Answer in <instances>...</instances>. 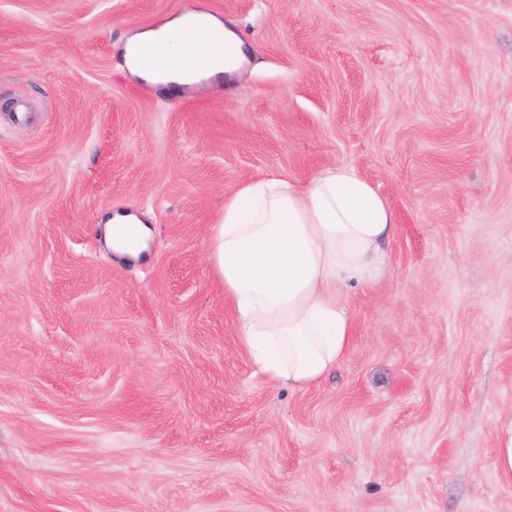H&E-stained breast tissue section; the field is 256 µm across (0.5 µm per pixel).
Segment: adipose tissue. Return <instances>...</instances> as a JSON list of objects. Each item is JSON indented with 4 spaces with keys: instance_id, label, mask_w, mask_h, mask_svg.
<instances>
[{
    "instance_id": "1",
    "label": "adipose tissue",
    "mask_w": 512,
    "mask_h": 512,
    "mask_svg": "<svg viewBox=\"0 0 512 512\" xmlns=\"http://www.w3.org/2000/svg\"><path fill=\"white\" fill-rule=\"evenodd\" d=\"M217 35L224 64L198 59L196 34ZM197 58L173 73L156 60ZM246 59L237 34L211 15L187 12L132 35L128 71L153 85L180 87L232 76ZM395 223L386 200L354 168L333 166L304 180L247 183L224 198L213 225L214 258L224 280L239 341L272 382L295 388L333 370L352 336L347 292L370 283L382 263L380 243ZM149 232L118 209L104 225L108 246L137 255Z\"/></svg>"
}]
</instances>
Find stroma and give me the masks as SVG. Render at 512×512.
<instances>
[{"label":"stroma","mask_w":512,"mask_h":512,"mask_svg":"<svg viewBox=\"0 0 512 512\" xmlns=\"http://www.w3.org/2000/svg\"><path fill=\"white\" fill-rule=\"evenodd\" d=\"M251 53L164 93L135 31ZM355 168L396 224L315 383L238 342L211 227ZM123 204L150 229L116 254ZM512 0H0V512H512ZM204 38L214 34L224 45V65L212 67L206 60H198V68L189 72L173 73L156 67L158 59L179 62L197 56L196 34ZM147 50L149 55L138 54ZM246 59L242 41L220 19L206 13L187 12L167 20L155 28L137 32L124 46V62L128 71L153 85L180 87L202 80L220 82L232 76ZM131 226L135 233V244L129 246L124 237V228ZM104 238L108 246L119 254L138 255L146 248V238L149 236L148 229L133 213H127L122 208L112 211L104 224Z\"/></svg>","instance_id":"stroma-1"}]
</instances>
